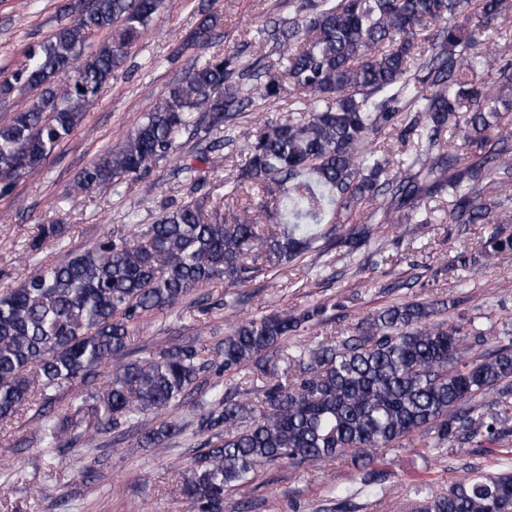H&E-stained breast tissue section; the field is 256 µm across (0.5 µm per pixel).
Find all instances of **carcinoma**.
Here are the masks:
<instances>
[{
  "mask_svg": "<svg viewBox=\"0 0 512 512\" xmlns=\"http://www.w3.org/2000/svg\"><path fill=\"white\" fill-rule=\"evenodd\" d=\"M168 0H76L26 61L0 78V100L33 96L0 124V196L38 173L84 121ZM290 0L288 15L255 29L266 46L254 62L209 51L215 16L198 10L201 49L185 80L169 86L116 149L81 175L87 188L143 176L187 135L197 164L177 168L193 194L209 181L224 193L165 205L139 242L120 230L57 264L40 266L0 292V428L36 406L39 445L96 435L168 408L207 372L262 374V397L211 386L208 434L186 467L180 493L190 512H224L225 496L258 471L347 460L366 486L385 481L373 452L416 439L425 448L512 444V324L488 329L452 301L412 298L367 314L344 336H325L284 359L262 362L290 336L323 321L326 305L232 323L216 347L187 342L130 357L143 316L169 310L214 282L243 287L264 267L301 258L334 240L353 253L383 224H429L426 201L448 194L450 224H490L489 258L512 256V56L490 66L486 34L508 42V0ZM110 37L92 42L95 33ZM294 100L288 117L258 120L239 173L224 177L214 155L235 140L259 101ZM392 133L403 150L381 140ZM383 198L369 224L337 233L344 213ZM60 235L41 224L35 258ZM455 311L452 320L444 314ZM83 392L64 414L57 392ZM182 432L163 422L141 428L160 448ZM412 512H512V471L467 476L436 492L415 489Z\"/></svg>",
  "mask_w": 512,
  "mask_h": 512,
  "instance_id": "cac0c4a2",
  "label": "carcinoma"
}]
</instances>
